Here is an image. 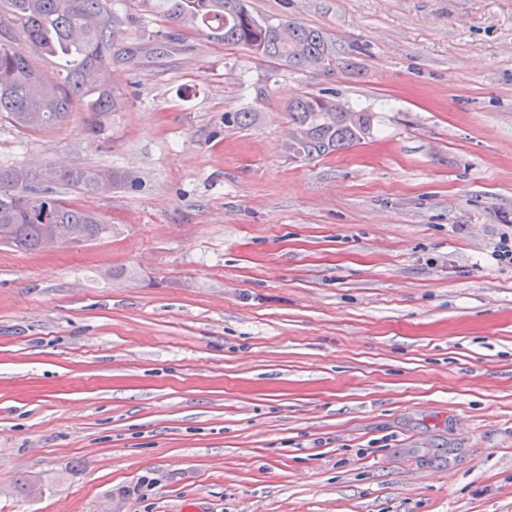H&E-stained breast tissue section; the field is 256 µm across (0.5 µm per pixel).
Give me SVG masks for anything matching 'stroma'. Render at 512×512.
Instances as JSON below:
<instances>
[{
	"label": "stroma",
	"instance_id": "1",
	"mask_svg": "<svg viewBox=\"0 0 512 512\" xmlns=\"http://www.w3.org/2000/svg\"><path fill=\"white\" fill-rule=\"evenodd\" d=\"M250 5L351 68L113 0L119 108L0 118L2 168L128 175L52 186L111 237L0 244V512H512V0ZM305 94L372 135L291 159ZM100 173V168L76 167L62 173L60 175V182L79 188L87 193L97 194Z\"/></svg>",
	"mask_w": 512,
	"mask_h": 512
}]
</instances>
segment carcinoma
<instances>
[{
    "label": "carcinoma",
    "instance_id": "obj_1",
    "mask_svg": "<svg viewBox=\"0 0 512 512\" xmlns=\"http://www.w3.org/2000/svg\"><path fill=\"white\" fill-rule=\"evenodd\" d=\"M166 20L178 27L206 28L228 46L262 58L282 59L296 68L329 73L340 57L322 31L294 21L271 23L254 15L249 0H162ZM118 20L112 0H0V35L24 42L38 56L55 58L62 81L46 82L30 55L13 46L0 48V115L28 132L63 124L78 98L93 96L91 111L110 112L117 105L112 90L94 83L112 62L111 28ZM292 133L288 152L308 163L349 149L370 137L374 115L347 109L335 99L306 94L288 103ZM101 169L76 167L60 182L97 193ZM40 176L0 168V244L40 252L46 225H53L59 245L69 243L76 228L87 241L112 232L93 213L67 203Z\"/></svg>",
    "mask_w": 512,
    "mask_h": 512
}]
</instances>
